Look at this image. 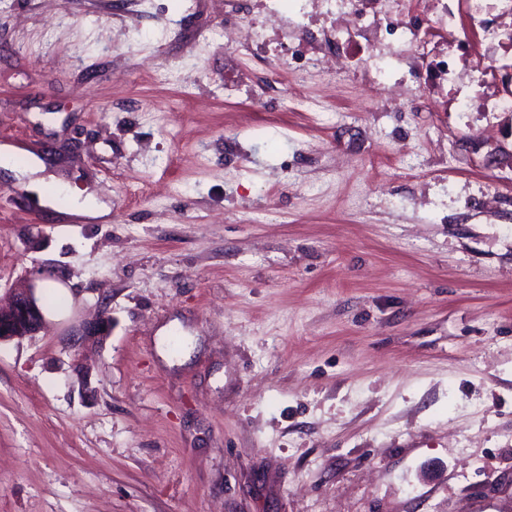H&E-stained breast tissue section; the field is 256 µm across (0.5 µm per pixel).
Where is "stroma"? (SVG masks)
I'll list each match as a JSON object with an SVG mask.
<instances>
[{
    "label": "stroma",
    "mask_w": 512,
    "mask_h": 512,
    "mask_svg": "<svg viewBox=\"0 0 512 512\" xmlns=\"http://www.w3.org/2000/svg\"><path fill=\"white\" fill-rule=\"evenodd\" d=\"M305 2L0 0V146L65 188L0 171V306L47 320L0 512H512V112L380 91Z\"/></svg>",
    "instance_id": "obj_1"
}]
</instances>
